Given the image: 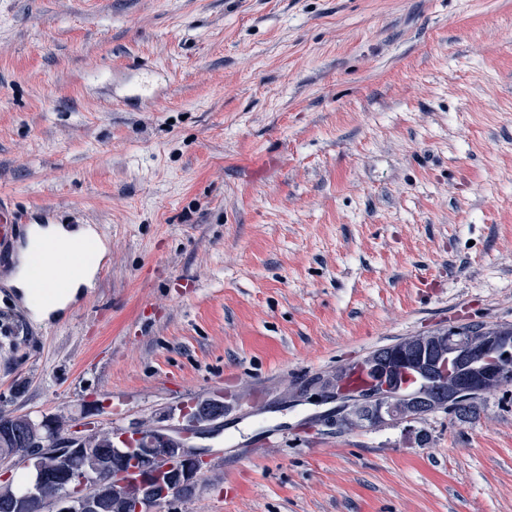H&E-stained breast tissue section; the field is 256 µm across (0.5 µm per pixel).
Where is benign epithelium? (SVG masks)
<instances>
[{"mask_svg": "<svg viewBox=\"0 0 512 512\" xmlns=\"http://www.w3.org/2000/svg\"><path fill=\"white\" fill-rule=\"evenodd\" d=\"M481 332L477 349L455 343L456 328L410 336L371 352L356 364L336 368L318 378L310 391L322 402L336 403V420L354 426L366 415L382 427L453 411L512 376V331L486 326ZM204 406L195 402L179 408L180 418L186 421L182 432L163 426L147 431L131 428L138 437L135 453L140 484L146 491L135 504V512H152L154 506L171 502L175 493L184 494L196 486L207 454L203 448L190 446L188 439L214 436L221 430L219 416L207 414ZM54 427V420H44L46 433L37 437L46 444L27 449L24 466L36 469L43 457L57 456L67 480L83 490L86 473L71 467V461L85 451L88 435L48 433ZM159 459H171L175 466L160 475L155 469ZM81 507L96 512L94 500L62 494L53 501L52 512H76Z\"/></svg>", "mask_w": 512, "mask_h": 512, "instance_id": "1", "label": "benign epithelium"}]
</instances>
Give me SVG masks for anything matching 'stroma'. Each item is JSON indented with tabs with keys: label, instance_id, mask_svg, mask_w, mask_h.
Wrapping results in <instances>:
<instances>
[{
	"label": "stroma",
	"instance_id": "obj_1",
	"mask_svg": "<svg viewBox=\"0 0 512 512\" xmlns=\"http://www.w3.org/2000/svg\"><path fill=\"white\" fill-rule=\"evenodd\" d=\"M0 201L112 240L53 325L0 255V412L108 431L223 395L162 512H512V386L384 428L280 402L512 324V0H0Z\"/></svg>",
	"mask_w": 512,
	"mask_h": 512
}]
</instances>
